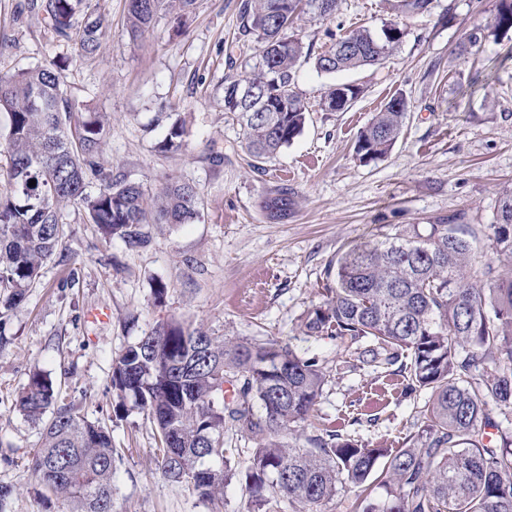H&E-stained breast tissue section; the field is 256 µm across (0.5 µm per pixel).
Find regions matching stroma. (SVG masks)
<instances>
[{
    "instance_id": "35a3bbf8",
    "label": "stroma",
    "mask_w": 512,
    "mask_h": 512,
    "mask_svg": "<svg viewBox=\"0 0 512 512\" xmlns=\"http://www.w3.org/2000/svg\"><path fill=\"white\" fill-rule=\"evenodd\" d=\"M240 0H197L183 30L158 14L134 37L126 0H90L76 27L102 19L101 47L79 56L55 38L31 0H0V74L69 63L62 89L73 102L105 114L109 135L100 162L114 175L156 193L170 180L193 183L200 215L189 224H149L151 243L131 249L107 242L83 207L62 209L63 236L23 303L9 312L0 349V483L10 485L8 512H69L41 496L30 469L41 426L16 400L29 374H50L60 401L112 434V512H247L239 483L222 496L199 497L167 480L145 415L112 395V361L158 322L175 317L213 336L277 339L318 358L329 378L317 405L321 423L373 446L400 447L427 393L399 401L373 368L349 369L335 340L303 335L307 310L324 300V270L339 253L369 240L385 224H429L457 213L464 223H494L503 190H512V39L487 37L470 53L458 45L490 25L498 0H433L429 11L395 18L386 0H339L336 13H305L293 32L312 54L331 36L399 22L405 34L380 63L324 75L312 59L297 72L309 110L303 132L276 157L253 168L243 131L224 112V79L244 77L262 45L239 34ZM358 84L342 112L321 100L334 84ZM409 108L403 130L381 160L361 163L354 143L391 97ZM186 120L182 148L161 147L172 115ZM223 163H214V155ZM296 204L274 223L262 209L276 188ZM167 287L155 302L156 283ZM110 311L89 321L92 308Z\"/></svg>"
}]
</instances>
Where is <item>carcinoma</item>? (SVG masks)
<instances>
[{"instance_id":"carcinoma-1","label":"carcinoma","mask_w":512,"mask_h":512,"mask_svg":"<svg viewBox=\"0 0 512 512\" xmlns=\"http://www.w3.org/2000/svg\"><path fill=\"white\" fill-rule=\"evenodd\" d=\"M84 0H41L56 36L91 55L103 21L75 28ZM398 17L423 13L431 0H387ZM196 0H128L127 25L137 37L168 11L182 19ZM338 0H241L239 34L263 43L261 59L242 79L224 81V111L243 128L245 148L258 162L299 136L308 106L296 73L310 50L290 29L308 11L334 15ZM512 32V0H498L489 27H475L459 45L463 55L488 34ZM404 29L387 25L382 37L355 29L315 57L326 74L383 60ZM402 97L387 101L359 132L354 151L363 163L392 149L406 118ZM0 116L6 119L10 194L0 196V327L26 298L63 233L60 209L82 204L106 241L131 248L149 244L146 224H187L198 215L200 193L185 181L165 183L152 196L140 184L105 172L98 162L107 135L105 116L64 96L61 66L0 77ZM185 120L176 118L163 141L183 146ZM99 182L87 192L88 177ZM35 184H30V180ZM295 205L286 188L263 202L268 219L288 218ZM493 253L512 258V191L489 225ZM476 229L459 218L433 224H392L348 249L325 269L327 299L301 320L306 336H326L350 352V367L397 366L401 394H429L400 448L372 447L350 434L314 425L327 371L315 357L298 356L274 339L211 336L184 320L157 323L112 361V392L131 400L156 432L162 474L205 499L236 479L249 512L282 502L295 512H321L347 488V512H512V436L489 439L498 427L491 408L512 414V279L477 251ZM369 341L363 349L356 347ZM50 375L36 371L17 406L42 425L32 469L44 494L67 501L70 512H112V435L74 405L58 404ZM311 429L305 443L282 433ZM253 443L249 464H233L224 433ZM384 488L380 497L376 489Z\"/></svg>"}]
</instances>
